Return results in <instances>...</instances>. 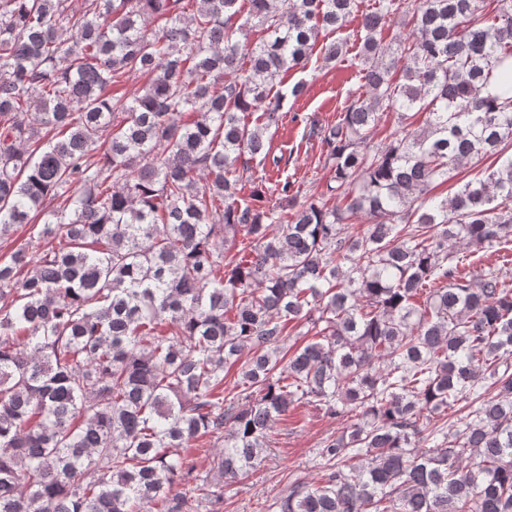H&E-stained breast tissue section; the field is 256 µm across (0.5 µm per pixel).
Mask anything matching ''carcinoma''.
<instances>
[{"mask_svg":"<svg viewBox=\"0 0 512 512\" xmlns=\"http://www.w3.org/2000/svg\"><path fill=\"white\" fill-rule=\"evenodd\" d=\"M238 2L0 0V238L37 230L0 258V512H184L217 499L188 449L224 437L230 484L303 403L347 425L278 512H512V285L462 271L512 244V0H414L393 44L375 0L365 91L311 121L332 175L286 221L252 162L303 85L274 88L355 0Z\"/></svg>","mask_w":512,"mask_h":512,"instance_id":"1","label":"carcinoma"}]
</instances>
